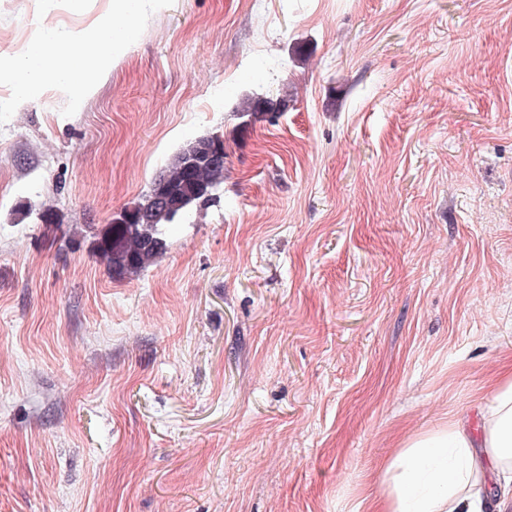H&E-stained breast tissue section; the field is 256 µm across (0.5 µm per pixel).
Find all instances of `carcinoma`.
<instances>
[{
  "label": "carcinoma",
  "instance_id": "carcinoma-1",
  "mask_svg": "<svg viewBox=\"0 0 512 512\" xmlns=\"http://www.w3.org/2000/svg\"><path fill=\"white\" fill-rule=\"evenodd\" d=\"M280 105L279 99H248L236 111L250 115ZM224 158V141L217 134L187 142L174 163L156 176L132 220L112 225L105 259L114 274L133 276L153 263L166 246L165 229L191 206L206 204L212 190L224 183Z\"/></svg>",
  "mask_w": 512,
  "mask_h": 512
}]
</instances>
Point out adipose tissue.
Instances as JSON below:
<instances>
[{"instance_id": "ef3b65f1", "label": "adipose tissue", "mask_w": 512, "mask_h": 512, "mask_svg": "<svg viewBox=\"0 0 512 512\" xmlns=\"http://www.w3.org/2000/svg\"><path fill=\"white\" fill-rule=\"evenodd\" d=\"M489 469L502 502L512 501V374L493 389L482 447L457 421L418 437L384 464L387 496L363 497L361 505L364 512H484Z\"/></svg>"}]
</instances>
